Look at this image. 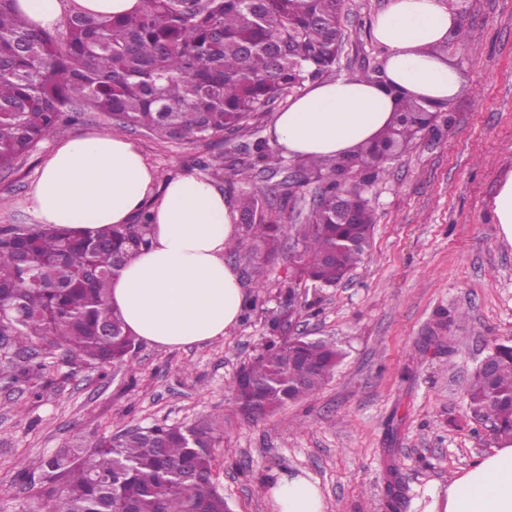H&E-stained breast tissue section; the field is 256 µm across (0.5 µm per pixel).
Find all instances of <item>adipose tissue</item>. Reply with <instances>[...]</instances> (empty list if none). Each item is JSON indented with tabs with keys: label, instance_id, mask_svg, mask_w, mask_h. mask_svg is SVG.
<instances>
[{
	"label": "adipose tissue",
	"instance_id": "adipose-tissue-1",
	"mask_svg": "<svg viewBox=\"0 0 512 512\" xmlns=\"http://www.w3.org/2000/svg\"><path fill=\"white\" fill-rule=\"evenodd\" d=\"M36 26L58 27L66 12L101 18L137 12L140 0H17ZM460 30L445 0H389L373 23L387 50L383 75L311 85L270 129L291 158L349 157L388 128L399 99L438 105L462 89L447 47ZM40 223L63 229H99L132 223L151 207L149 248L113 279L109 304L133 336L170 348L224 336L240 320L245 293L225 262L237 234L228 199L209 181L182 174L154 189V172L138 148L109 131L72 137L44 160L30 197ZM273 512H325L318 482L301 473L281 476L268 489ZM423 512H512V444L500 443L448 487L433 484Z\"/></svg>",
	"mask_w": 512,
	"mask_h": 512
}]
</instances>
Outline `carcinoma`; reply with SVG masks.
<instances>
[{
    "label": "carcinoma",
    "mask_w": 512,
    "mask_h": 512,
    "mask_svg": "<svg viewBox=\"0 0 512 512\" xmlns=\"http://www.w3.org/2000/svg\"><path fill=\"white\" fill-rule=\"evenodd\" d=\"M345 0H141L124 18L70 13L47 31L0 0V170L13 168L41 141L86 111L103 112L121 130H142L164 142L205 141L238 132L292 90L323 78L336 64ZM405 98L380 136L406 145L417 130L401 117L417 111ZM249 159L204 162L237 177L282 159L258 141ZM346 162L317 159L297 167L283 195L312 182L319 193L300 222L288 285L333 286L369 255L372 211L359 191L343 187L342 205L358 223H336V175ZM246 230L227 251L244 255L264 287L277 253L281 215L256 191L241 202ZM150 210L131 224L87 233L53 227H0V382L27 383L46 369L35 341L85 365L128 368L135 342L108 303L111 280L149 247ZM231 383L240 409L258 419L277 406L314 396L343 358L334 343L282 336L284 324ZM493 380L474 370L465 388L469 411L512 443V341L494 344ZM212 427L127 428L91 434L32 462L41 475L43 512H226L213 477Z\"/></svg>",
    "instance_id": "1"
}]
</instances>
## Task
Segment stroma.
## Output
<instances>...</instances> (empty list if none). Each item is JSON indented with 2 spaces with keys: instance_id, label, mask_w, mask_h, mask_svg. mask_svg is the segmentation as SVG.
<instances>
[{
  "instance_id": "stroma-1",
  "label": "stroma",
  "mask_w": 512,
  "mask_h": 512,
  "mask_svg": "<svg viewBox=\"0 0 512 512\" xmlns=\"http://www.w3.org/2000/svg\"><path fill=\"white\" fill-rule=\"evenodd\" d=\"M387 2L345 0L344 41L327 80L383 68L386 52L372 25ZM460 8L467 44L450 53L463 79L446 106L453 121L417 133L378 171L352 177L376 217L369 257L336 286L291 292L293 240L285 234L265 288L245 259L230 258L247 298L262 302L223 337L178 348L141 340L132 368L121 370L44 353L45 374L0 387V512H36L35 491L21 478L31 460L124 427L211 424L216 483L232 512H269V484L291 471L318 481L326 512H389L386 486L394 476L405 488L399 512H415L426 486L447 485L498 446L471 419L464 391L493 340L512 339V244L491 208L512 170V0H462ZM274 113L252 118L227 141L169 143L134 130L125 136L157 183L199 174L234 204L261 189L289 225L312 205L317 184L284 203L273 173L240 179L198 165L223 152L244 157L255 140H269ZM109 125L104 115L85 113L0 171V226L37 225L30 196L44 159L58 141ZM289 311L296 333L337 343L345 357L314 397L248 419L230 382L261 352L269 320Z\"/></svg>"
}]
</instances>
